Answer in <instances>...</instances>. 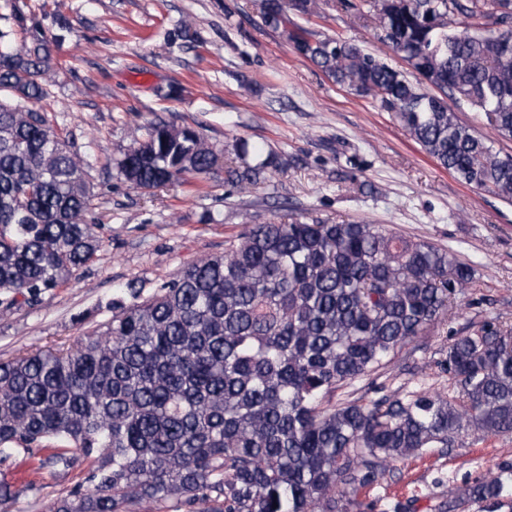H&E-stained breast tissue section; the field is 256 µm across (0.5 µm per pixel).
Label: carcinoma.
<instances>
[{"instance_id":"1","label":"carcinoma","mask_w":512,"mask_h":512,"mask_svg":"<svg viewBox=\"0 0 512 512\" xmlns=\"http://www.w3.org/2000/svg\"><path fill=\"white\" fill-rule=\"evenodd\" d=\"M370 19L404 62L292 23L319 0H259L264 23L336 85L394 114L464 183L512 199L500 156L448 108L450 94L512 137V0H337ZM468 20L458 29L456 18ZM0 29V305L34 302L103 247L89 164L28 106L45 94L51 49L18 10ZM433 87L442 93L427 91ZM224 182L241 191L275 151L240 142ZM219 155L194 129L151 124L117 161L149 191L208 174ZM474 278L470 263L368 222L274 216L149 293L117 289L112 318L72 346L0 361V464L51 448L45 464L89 462L48 512H349L347 494L389 464L463 432L512 434V325L496 317L448 342L453 395L396 390L369 404L336 391L387 367L439 323ZM512 462L438 512L512 510Z\"/></svg>"}]
</instances>
